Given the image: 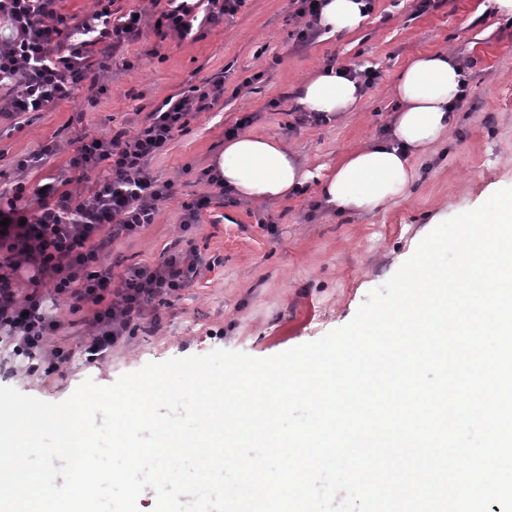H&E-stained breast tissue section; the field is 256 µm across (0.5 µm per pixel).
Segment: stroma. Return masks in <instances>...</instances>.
Instances as JSON below:
<instances>
[{"mask_svg":"<svg viewBox=\"0 0 512 512\" xmlns=\"http://www.w3.org/2000/svg\"><path fill=\"white\" fill-rule=\"evenodd\" d=\"M392 2L375 0L354 33H322L301 48L291 0H246L223 23L182 41L166 39L159 57H145L144 43L130 44L123 61L100 77L104 92L84 84L74 99L46 112L1 118L0 189H6L23 175L36 183L65 171L78 132H132L139 114L166 97L193 85H224L220 102L150 163L153 177L175 183L176 196L154 224L112 247V260L122 267L160 262L181 234L183 204L208 194L212 204L189 245L214 260V268L165 309L159 326L135 333L94 362L77 351L84 328L60 304L67 344L76 350L62 374L47 380L0 374V386L57 403L84 380L108 386L150 362L217 349L267 358L315 341L353 319L367 294L412 256L433 220L479 207L483 192L512 188V19L479 12L482 0H446L419 17ZM438 51L467 64L471 91L448 136L415 158L417 176L407 197L371 213H336L312 189L284 201L227 206L217 186L200 180L199 171L223 150L226 130L250 112L257 115L250 133L285 141L310 168H334L391 123L402 69ZM333 56L377 69L381 77L345 118L289 130L296 87ZM46 144L56 145V153L20 172L17 160ZM267 217L275 220V233L262 226Z\"/></svg>","mask_w":512,"mask_h":512,"instance_id":"35a3bbf8","label":"stroma"}]
</instances>
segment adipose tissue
I'll return each instance as SVG.
<instances>
[{
  "mask_svg": "<svg viewBox=\"0 0 512 512\" xmlns=\"http://www.w3.org/2000/svg\"><path fill=\"white\" fill-rule=\"evenodd\" d=\"M360 8V0H327L318 25L331 34L353 31L364 21ZM461 79L459 65L447 52L415 59L395 86L401 108L389 135L349 151L329 174L305 168L284 142L250 133L225 142L214 161L215 174L241 199L282 200L313 183L323 203L337 212L374 211L408 194L416 176L413 158L453 127ZM296 97L306 110L339 119L356 108L361 91L327 67L301 82Z\"/></svg>",
  "mask_w": 512,
  "mask_h": 512,
  "instance_id": "ef3b65f1",
  "label": "adipose tissue"
}]
</instances>
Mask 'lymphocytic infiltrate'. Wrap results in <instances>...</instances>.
I'll use <instances>...</instances> for the list:
<instances>
[{"mask_svg": "<svg viewBox=\"0 0 512 512\" xmlns=\"http://www.w3.org/2000/svg\"><path fill=\"white\" fill-rule=\"evenodd\" d=\"M245 0H166L145 23L133 12L97 0L83 18L64 14L59 0H0V88L15 96L0 114L15 117L41 112L73 99L92 71L108 72L112 60L131 41L150 36H193L198 25H216L235 15ZM224 94L220 83L165 98L147 113L135 133L83 135L66 171L45 185L18 179L0 191V371L25 365L29 375L62 372L72 350L49 344L61 321L53 304L68 303L89 329L86 354L99 357L143 327L159 322L161 306L196 285L206 264L195 249L171 246L156 264H134L115 272V241L137 235L154 223L174 185L154 179L148 169L196 114L212 109ZM100 170L87 190V174ZM29 292H20L19 276Z\"/></svg>", "mask_w": 512, "mask_h": 512, "instance_id": "lymphocytic-infiltrate-1", "label": "lymphocytic infiltrate"}]
</instances>
